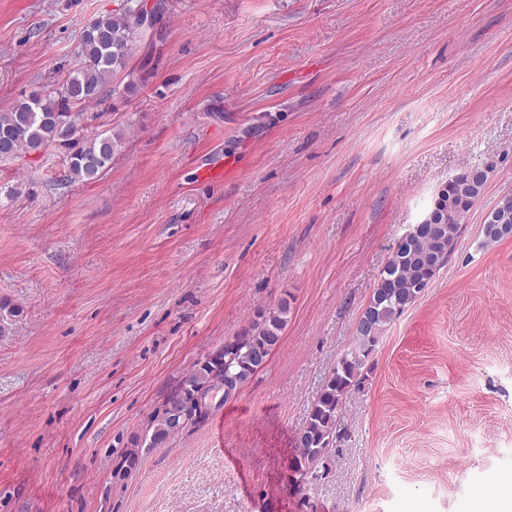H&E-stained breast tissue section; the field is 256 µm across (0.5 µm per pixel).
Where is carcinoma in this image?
Wrapping results in <instances>:
<instances>
[{
    "mask_svg": "<svg viewBox=\"0 0 512 512\" xmlns=\"http://www.w3.org/2000/svg\"><path fill=\"white\" fill-rule=\"evenodd\" d=\"M141 8L142 0H122L121 8L89 21L80 35L79 63L65 82L59 87L48 86L0 112V160L26 157L40 146L44 152L61 157V184H91L98 179L103 169L93 167V162L113 160L124 148L132 123L118 130L89 125L79 134L72 132V126L84 120L89 106L109 97L126 101L145 86L146 64L139 60L145 37L132 20ZM491 169L488 165L459 177L449 191L456 194L458 202L473 207ZM495 208L508 212L507 227L496 221L484 223L482 248L493 247L512 236V197L502 198ZM461 227L442 206L423 232L409 240L400 239L392 247L366 303L374 312L373 324L354 329L349 347L325 376L305 426L295 439L297 453L290 467L297 478V488H303L308 478L318 477V465L336 450L343 400L360 386L370 370V358L386 328L401 317L440 271L437 262L448 256V244L459 237ZM288 313V301L283 300L261 312L258 319L228 340V346L198 360L152 415L145 432L132 440L124 461L131 467L137 465L140 444L163 448L184 430L169 416L180 398L189 397L210 383L227 381L236 389L246 387L279 345Z\"/></svg>",
    "mask_w": 512,
    "mask_h": 512,
    "instance_id": "carcinoma-1",
    "label": "carcinoma"
}]
</instances>
